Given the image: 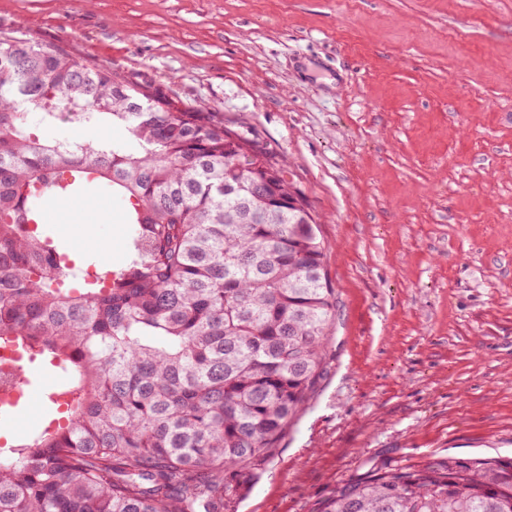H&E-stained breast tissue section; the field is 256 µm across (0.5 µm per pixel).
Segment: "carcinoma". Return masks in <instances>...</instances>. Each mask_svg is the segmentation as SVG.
<instances>
[{
    "mask_svg": "<svg viewBox=\"0 0 512 512\" xmlns=\"http://www.w3.org/2000/svg\"><path fill=\"white\" fill-rule=\"evenodd\" d=\"M61 122L126 136L33 133ZM229 135L253 150L204 105L0 38V344L68 391L66 425L0 448V512H233L302 409L336 313L318 217L278 164L297 205L254 196ZM103 183L128 255L81 268L40 215ZM320 512H512V458L374 460Z\"/></svg>",
    "mask_w": 512,
    "mask_h": 512,
    "instance_id": "1",
    "label": "carcinoma"
}]
</instances>
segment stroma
Wrapping results in <instances>:
<instances>
[{"mask_svg":"<svg viewBox=\"0 0 512 512\" xmlns=\"http://www.w3.org/2000/svg\"><path fill=\"white\" fill-rule=\"evenodd\" d=\"M1 35L207 105L320 217L328 364L237 512H319L370 460L512 456V0H0ZM125 208L45 223L116 267ZM25 375L14 442L53 416L57 371Z\"/></svg>","mask_w":512,"mask_h":512,"instance_id":"35a3bbf8","label":"stroma"}]
</instances>
